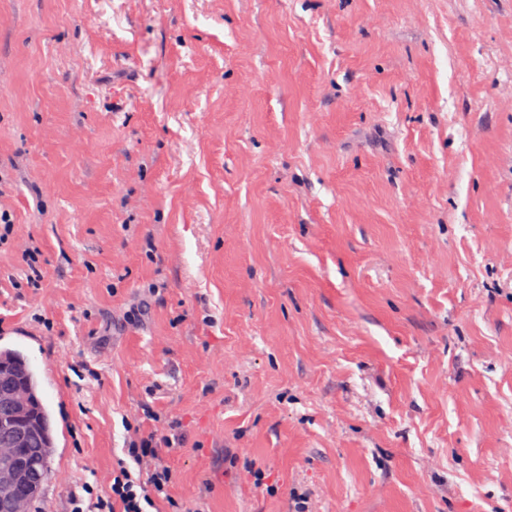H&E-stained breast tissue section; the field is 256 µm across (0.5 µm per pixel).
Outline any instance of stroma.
<instances>
[{"label":"stroma","instance_id":"35a3bbf8","mask_svg":"<svg viewBox=\"0 0 512 512\" xmlns=\"http://www.w3.org/2000/svg\"><path fill=\"white\" fill-rule=\"evenodd\" d=\"M511 96L512 0H0L41 503L168 434L152 512H512Z\"/></svg>","mask_w":512,"mask_h":512}]
</instances>
